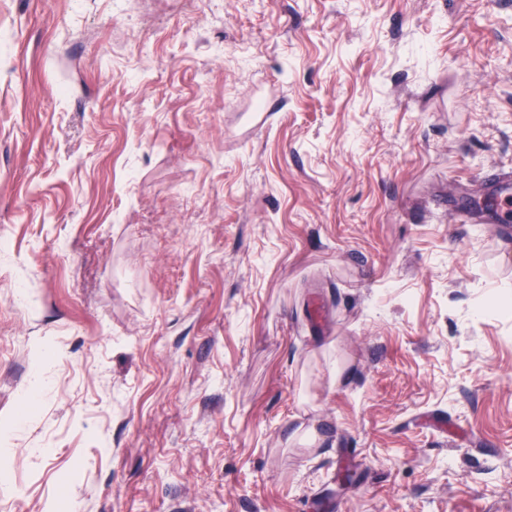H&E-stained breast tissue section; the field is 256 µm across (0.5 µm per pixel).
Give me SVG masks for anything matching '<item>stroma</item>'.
<instances>
[{"mask_svg": "<svg viewBox=\"0 0 512 512\" xmlns=\"http://www.w3.org/2000/svg\"><path fill=\"white\" fill-rule=\"evenodd\" d=\"M498 171L512 0H0V512H512ZM485 184L490 202L476 212V217L484 223L504 224L508 232L507 226L512 224V173L493 175Z\"/></svg>", "mask_w": 512, "mask_h": 512, "instance_id": "stroma-1", "label": "stroma"}]
</instances>
